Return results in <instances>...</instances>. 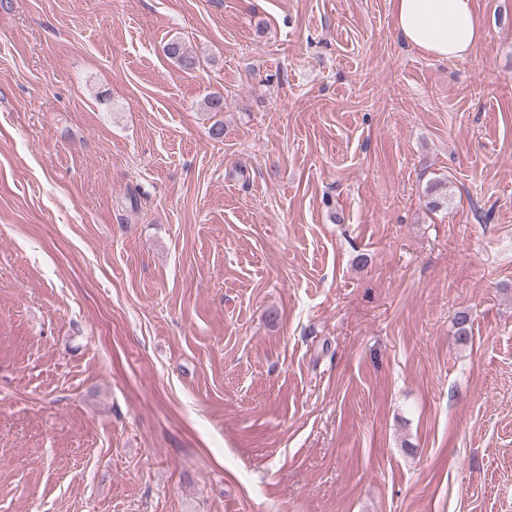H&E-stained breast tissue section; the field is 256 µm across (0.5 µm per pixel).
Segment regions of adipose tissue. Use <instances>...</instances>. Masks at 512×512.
<instances>
[{"label":"adipose tissue","instance_id":"obj_1","mask_svg":"<svg viewBox=\"0 0 512 512\" xmlns=\"http://www.w3.org/2000/svg\"><path fill=\"white\" fill-rule=\"evenodd\" d=\"M392 9L400 37L437 59H468L484 35L474 0H392Z\"/></svg>","mask_w":512,"mask_h":512}]
</instances>
